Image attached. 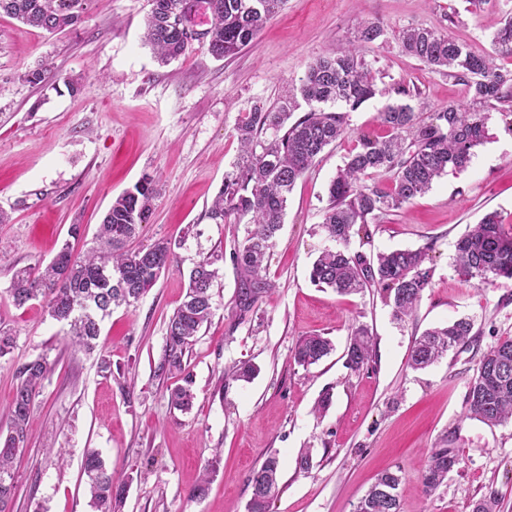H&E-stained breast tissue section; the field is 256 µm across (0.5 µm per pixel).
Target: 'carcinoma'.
<instances>
[{"label": "carcinoma", "mask_w": 512, "mask_h": 512, "mask_svg": "<svg viewBox=\"0 0 512 512\" xmlns=\"http://www.w3.org/2000/svg\"><path fill=\"white\" fill-rule=\"evenodd\" d=\"M287 2L150 0L145 41L164 63L186 54L190 47L185 43V32L168 24L167 17L180 10L188 22L192 12L202 6L209 18L207 27L199 31L202 44L217 59L231 57L248 46ZM89 4L90 0H0V15L55 33L73 28ZM382 35L378 23L365 21L358 40L373 42ZM399 41L405 53L436 71L464 80L473 91L472 104H450L424 121L408 103L413 98L410 88L403 84L395 88L407 101L392 102L379 112L389 135L381 140L361 136L331 181L322 227L336 248L322 251L310 270L312 282L340 295L380 289L398 319L413 313L430 285L431 269L422 267L426 252L396 249L379 253L371 261L362 253L350 252V240L355 234L370 237L369 224L380 213L403 208L428 192L447 170L462 171L469 165L474 149L488 137L490 110L512 93V73H503L494 65V55L512 56V17L505 18L494 33L491 55L475 54L449 33L423 26L402 29ZM376 92L375 77L352 45L309 64L298 94L289 95L288 102L274 109L256 102L238 122L235 133L243 155L208 208V218L215 224L245 218L253 224L233 254L242 274L235 299L238 319H245L271 288L266 278L268 253L283 224L288 193L325 148L343 136L349 114ZM303 105L304 114L291 119ZM368 175L390 178L393 191L387 192L376 183L365 184L363 179ZM156 194L155 180L140 179L133 189L112 200L95 247L76 255L66 243L44 268L17 271L10 288L14 304L21 307L31 300H42L53 319L69 326L66 335L72 345L93 349L112 306L137 301L162 272L177 264L165 241L136 250L127 248L141 226L148 223ZM454 261L461 275L481 284L512 279V232L504 230L497 213L489 212L459 237ZM212 265L203 260L188 273L185 300L167 323L158 366L161 372L182 371L186 352L210 321L211 289L216 278ZM472 329L470 320L461 318L423 332L412 347L408 365L415 370L433 365L448 351L468 343ZM372 342L366 326L351 329L347 368L359 373L368 367ZM332 350V341L324 336H303L292 349L291 358L307 368ZM51 371L45 357L17 368L7 433L0 434V512H12L16 493L13 461L23 450L35 397ZM193 400L192 379L186 376L184 384L171 390L169 401L173 408L187 411ZM465 416L488 426L512 423V338L499 341L482 355L468 384ZM456 438L453 431L448 445L431 449L430 464L422 476L425 492L439 488L448 478V467L459 463L458 449L452 447ZM82 470L94 512H120L127 483L109 472L95 451L86 455ZM279 475L278 453L271 451L249 477L251 496L246 512H269L279 493ZM401 480L396 471L378 474L355 512H402Z\"/></svg>", "instance_id": "cac0c4a2"}]
</instances>
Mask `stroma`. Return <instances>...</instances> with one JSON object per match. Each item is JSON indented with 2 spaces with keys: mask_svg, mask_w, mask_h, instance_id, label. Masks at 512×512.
<instances>
[{
  "mask_svg": "<svg viewBox=\"0 0 512 512\" xmlns=\"http://www.w3.org/2000/svg\"><path fill=\"white\" fill-rule=\"evenodd\" d=\"M149 9L148 0H91L78 24L57 34L0 16V329L16 339L0 358V414L20 364L39 356L52 364L14 463L13 512H94L81 472L92 449L128 481L123 512H246L248 478L271 450L281 471L270 512H354L385 470L401 473L403 512H472L488 497L497 512H512V425L464 415L481 356L512 337V280L482 286L454 265L457 239L484 214L497 212L512 228V99L492 111L488 139L466 170L379 215L370 238L352 239V250L371 258L425 251L431 284L411 318L395 320L378 289L341 296L310 279L314 260L333 245L322 227L329 184L361 136H384L378 114L396 101V87L409 86L412 106L426 114L471 98L464 81L403 53L399 32L448 31L484 53L512 16V0H288L237 55L217 59L197 46L166 64L143 41ZM367 19L384 29L377 41L358 44L378 93L297 182L271 249L272 286L238 320L233 251L247 226L207 217L240 155L234 127L254 102L279 106L310 63L354 43ZM37 67L52 79L28 83L25 72ZM146 175L159 194L132 246L167 240L178 265L137 303L113 310L93 352L72 347L42 302L12 303L13 275L49 263L64 243L78 253L93 247L113 199ZM206 259L217 271L213 315L184 358L196 395L184 412L168 399L179 376L158 364L187 273ZM462 317L473 323L467 345L427 369L409 367L416 338ZM359 324L373 335L372 360L354 373L345 353ZM313 334L329 338L333 351L316 365L294 364L297 340ZM104 359L111 372L102 371ZM244 363L256 367L254 378L226 383L225 373ZM326 392L332 401L316 413ZM452 431L460 463L425 493L430 451ZM303 450L311 457L305 471L296 467ZM215 457L207 495L193 497Z\"/></svg>",
  "mask_w": 512,
  "mask_h": 512,
  "instance_id": "stroma-1",
  "label": "stroma"
}]
</instances>
